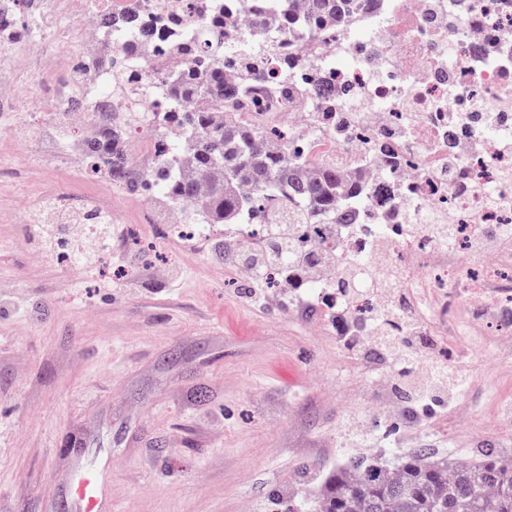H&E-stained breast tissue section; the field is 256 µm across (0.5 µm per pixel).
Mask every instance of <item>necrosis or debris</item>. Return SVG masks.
<instances>
[{"label": "necrosis or debris", "instance_id": "4bbe7bcc", "mask_svg": "<svg viewBox=\"0 0 512 512\" xmlns=\"http://www.w3.org/2000/svg\"><path fill=\"white\" fill-rule=\"evenodd\" d=\"M126 6L46 0L78 30L53 31L44 60L13 30L0 52V112L12 111L17 78L40 76L51 86L36 104L47 115L41 140L64 135L71 160H85L108 109L96 92L109 74L90 60L122 53L110 19ZM224 21L225 75L240 78L255 46L294 62L289 94L273 76L262 104L238 99L241 118L288 128L303 152L370 188L350 223L305 226L316 261L289 276L286 293L317 281L344 355L399 353L383 382L409 394L432 367L455 369L512 336V251L500 245L512 237V0H356L343 26L318 37L284 30L278 0H225ZM47 220L113 217L97 200L76 209L50 193L27 217ZM350 268L361 285L345 296L335 287ZM385 306L396 323L387 339L373 323Z\"/></svg>", "mask_w": 512, "mask_h": 512}]
</instances>
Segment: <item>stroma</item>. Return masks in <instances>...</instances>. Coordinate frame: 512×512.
I'll return each instance as SVG.
<instances>
[{
  "instance_id": "obj_1",
  "label": "stroma",
  "mask_w": 512,
  "mask_h": 512,
  "mask_svg": "<svg viewBox=\"0 0 512 512\" xmlns=\"http://www.w3.org/2000/svg\"><path fill=\"white\" fill-rule=\"evenodd\" d=\"M0 186L38 207L60 189L110 199L99 264L65 269L53 244L0 214V512H59L69 484L102 464L108 512H284L337 464L427 449L480 460L512 448L489 423L512 402V364L468 358L467 428L455 411L380 420L379 445L343 428L378 395L374 367L349 364L321 312L266 289L251 300L224 227L174 239L141 229L139 195L73 169L65 145H29L0 114Z\"/></svg>"
}]
</instances>
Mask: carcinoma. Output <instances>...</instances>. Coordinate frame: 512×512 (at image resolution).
<instances>
[{
  "mask_svg": "<svg viewBox=\"0 0 512 512\" xmlns=\"http://www.w3.org/2000/svg\"><path fill=\"white\" fill-rule=\"evenodd\" d=\"M219 18L207 33V43L195 47L181 39L185 16L172 14L167 26L173 39L159 51L150 74L131 72L132 50L124 48V64L112 71L118 82L157 100L150 112H107L106 125L90 145L87 159L93 173L130 190H152L183 209L192 224H253L260 206L285 199L268 213L265 224H278L284 233L270 237L271 276L292 261V243L303 224H346L344 209L358 185L347 182L333 168L292 148L289 142L271 145L285 133L246 126L224 102L246 90L265 85L269 59L258 56L248 67L244 83L224 80V0ZM301 30L320 35L341 25L349 0H307ZM150 19L142 0H132L112 16V33L138 30L150 33ZM158 142L177 128L182 137L157 156L148 171L136 168L128 139L135 125ZM288 512H512V467L489 450L470 464L441 459L426 461L411 453L393 464L361 462L338 465L322 489L288 506Z\"/></svg>",
  "mask_w": 512,
  "mask_h": 512,
  "instance_id": "1",
  "label": "carcinoma"
}]
</instances>
